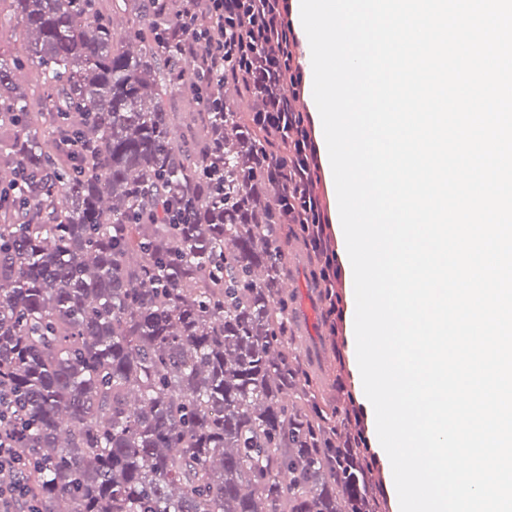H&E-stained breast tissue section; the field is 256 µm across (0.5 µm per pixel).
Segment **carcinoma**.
Masks as SVG:
<instances>
[{
	"instance_id": "carcinoma-1",
	"label": "carcinoma",
	"mask_w": 512,
	"mask_h": 512,
	"mask_svg": "<svg viewBox=\"0 0 512 512\" xmlns=\"http://www.w3.org/2000/svg\"><path fill=\"white\" fill-rule=\"evenodd\" d=\"M0 0V441L37 512H384L354 397L295 316L330 293L304 208L294 47L224 0V78L174 35L197 0ZM35 72L21 87L16 74ZM179 97L183 111L169 103ZM171 206L175 222L160 213ZM290 268V277L288 281H294L297 288H308V294L302 297V293L294 294L296 315L301 306H304L311 316L309 325H301L302 334L307 338V345L311 356V351L318 348L324 349L332 356L331 363L336 366V348L334 346L335 336H330L328 328L329 324L323 319V306L318 295V290L311 288L307 273L303 265L299 266L293 261L288 265Z\"/></svg>"
}]
</instances>
